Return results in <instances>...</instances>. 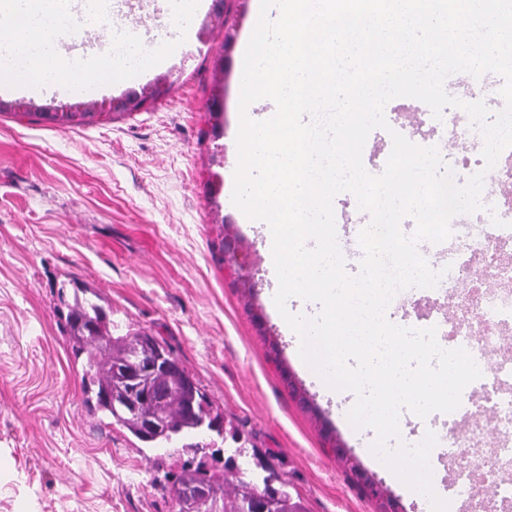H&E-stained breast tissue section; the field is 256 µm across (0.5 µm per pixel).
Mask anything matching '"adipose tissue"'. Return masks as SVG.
I'll return each instance as SVG.
<instances>
[{
	"label": "adipose tissue",
	"instance_id": "ef3b65f1",
	"mask_svg": "<svg viewBox=\"0 0 512 512\" xmlns=\"http://www.w3.org/2000/svg\"><path fill=\"white\" fill-rule=\"evenodd\" d=\"M111 11L112 0H0V91L23 86L81 95L150 65L142 40L116 44L108 27L98 28L97 45L60 48V39L98 27Z\"/></svg>",
	"mask_w": 512,
	"mask_h": 512
}]
</instances>
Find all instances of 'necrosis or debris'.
<instances>
[{
    "label": "necrosis or debris",
    "instance_id": "1",
    "mask_svg": "<svg viewBox=\"0 0 512 512\" xmlns=\"http://www.w3.org/2000/svg\"><path fill=\"white\" fill-rule=\"evenodd\" d=\"M498 75L485 73L468 80L451 92L465 102L483 101L490 113L504 106ZM437 128L449 140L461 142L460 151L448 154L447 165L457 181L484 167L483 139L467 113L449 108ZM485 208L475 214L459 215L450 222L453 246L448 250V297L458 308L449 317L434 316L428 326L437 336H448L451 347L465 348L478 365L481 376L465 387L464 399L474 394L491 395V427L451 424L445 439L444 456L456 464L452 491L469 500L472 512H485L476 499L477 486H485L498 497L512 498V481L504 471L512 469V359L489 365L488 352L500 339V330L512 326V258L501 252L512 243V196L486 192Z\"/></svg>",
    "mask_w": 512,
    "mask_h": 512
}]
</instances>
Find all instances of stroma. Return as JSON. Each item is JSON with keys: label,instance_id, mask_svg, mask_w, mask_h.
<instances>
[{"label": "stroma", "instance_id": "1", "mask_svg": "<svg viewBox=\"0 0 512 512\" xmlns=\"http://www.w3.org/2000/svg\"><path fill=\"white\" fill-rule=\"evenodd\" d=\"M253 0H225L226 24L197 15L186 33L166 8L142 15L152 52L168 58L129 86L90 94L98 103L127 89L170 81L149 108L61 125L17 113L58 108L70 95H13L0 112V512H173L184 470L222 473L243 448L245 478L272 469L306 512H377L331 447L348 455L400 504L431 512L377 466L354 430L349 399L327 395L300 366L294 340L270 297L278 282L260 224L232 202L237 166L239 52ZM388 129L369 134L363 163L388 160L391 131H429L433 116L414 98L384 109ZM238 239L254 284L244 296L224 267V237ZM90 288L112 312L114 334L145 332L165 343L224 434L186 436L153 448L86 404L81 363L62 328L60 288ZM451 314L447 295L410 287L387 319L416 329Z\"/></svg>", "mask_w": 512, "mask_h": 512}]
</instances>
